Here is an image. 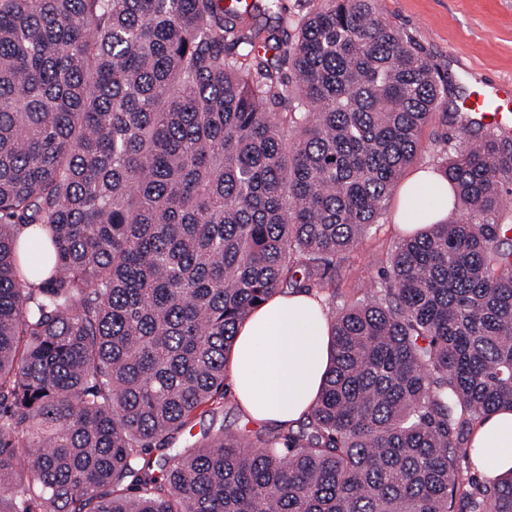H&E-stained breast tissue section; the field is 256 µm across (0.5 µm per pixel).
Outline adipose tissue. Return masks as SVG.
Masks as SVG:
<instances>
[{
    "label": "adipose tissue",
    "instance_id": "ef3b65f1",
    "mask_svg": "<svg viewBox=\"0 0 512 512\" xmlns=\"http://www.w3.org/2000/svg\"><path fill=\"white\" fill-rule=\"evenodd\" d=\"M439 203L428 208V187ZM448 183L431 169L411 173L400 185L393 221L408 232L448 216ZM330 361L329 325L320 302L305 293H278L241 322L228 361L231 390L253 419L271 425L298 421L315 404ZM471 459L486 480L512 471V412L480 421Z\"/></svg>",
    "mask_w": 512,
    "mask_h": 512
}]
</instances>
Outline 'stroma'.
I'll return each instance as SVG.
<instances>
[{"mask_svg":"<svg viewBox=\"0 0 512 512\" xmlns=\"http://www.w3.org/2000/svg\"><path fill=\"white\" fill-rule=\"evenodd\" d=\"M381 15L447 78L457 96L485 84L512 82V0H378ZM450 128L434 115L420 135L414 168H438ZM401 234L391 213L338 264L336 299L372 294Z\"/></svg>","mask_w":512,"mask_h":512,"instance_id":"1","label":"stroma"}]
</instances>
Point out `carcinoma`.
Returning a JSON list of instances; mask_svg holds the SVG:
<instances>
[{
	"instance_id": "obj_1",
	"label": "carcinoma",
	"mask_w": 512,
	"mask_h": 512,
	"mask_svg": "<svg viewBox=\"0 0 512 512\" xmlns=\"http://www.w3.org/2000/svg\"><path fill=\"white\" fill-rule=\"evenodd\" d=\"M448 93L377 0H0V512H512V472L460 467L512 411V135L456 109L454 216L328 317L298 427L179 445L237 324L333 287Z\"/></svg>"
}]
</instances>
